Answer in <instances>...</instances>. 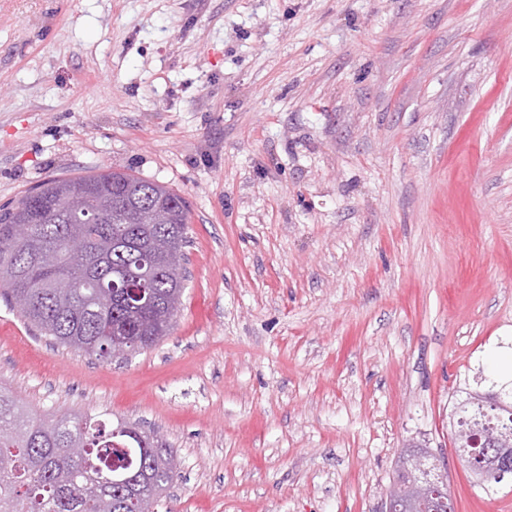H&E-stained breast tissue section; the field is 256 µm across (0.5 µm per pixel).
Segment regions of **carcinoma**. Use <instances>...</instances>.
<instances>
[{
    "label": "carcinoma",
    "instance_id": "1",
    "mask_svg": "<svg viewBox=\"0 0 512 512\" xmlns=\"http://www.w3.org/2000/svg\"><path fill=\"white\" fill-rule=\"evenodd\" d=\"M0 210V299L62 346L107 359L168 335L181 306L190 210L164 185L119 170L51 178ZM55 254L63 288L40 284L39 255ZM450 426L463 465L484 487L495 457L512 462V377L483 366L459 384ZM491 448L471 445L479 429ZM126 478L106 484L99 470ZM179 476L172 452L91 414H41L0 385V512H156ZM423 475L403 464L393 484L421 506Z\"/></svg>",
    "mask_w": 512,
    "mask_h": 512
}]
</instances>
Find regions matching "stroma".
<instances>
[{
  "mask_svg": "<svg viewBox=\"0 0 512 512\" xmlns=\"http://www.w3.org/2000/svg\"><path fill=\"white\" fill-rule=\"evenodd\" d=\"M119 169L190 206L182 305L99 360L0 301V383L171 451L158 512H383L512 338V0H0V208Z\"/></svg>",
  "mask_w": 512,
  "mask_h": 512,
  "instance_id": "obj_1",
  "label": "stroma"
}]
</instances>
